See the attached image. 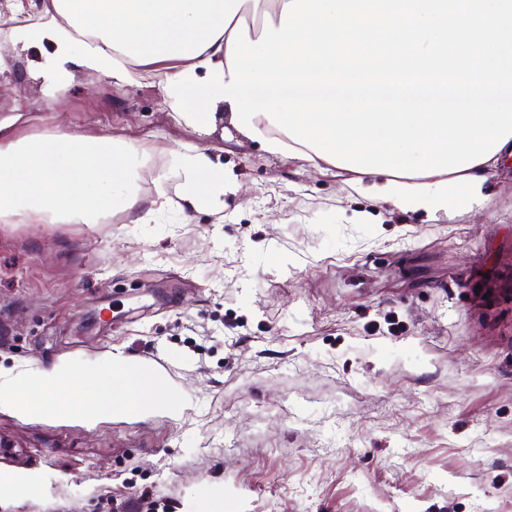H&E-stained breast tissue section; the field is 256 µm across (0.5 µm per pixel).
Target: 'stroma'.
<instances>
[{"instance_id":"obj_1","label":"stroma","mask_w":512,"mask_h":512,"mask_svg":"<svg viewBox=\"0 0 512 512\" xmlns=\"http://www.w3.org/2000/svg\"><path fill=\"white\" fill-rule=\"evenodd\" d=\"M0 0V131L138 144V207L106 224L0 221V366L113 351L156 364L180 415L93 427L0 413V512H512V157L485 209L430 218L352 171L203 132L155 77H42ZM232 170L185 207L177 159ZM164 208L152 209L158 197Z\"/></svg>"}]
</instances>
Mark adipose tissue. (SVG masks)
Instances as JSON below:
<instances>
[{
    "instance_id": "obj_1",
    "label": "adipose tissue",
    "mask_w": 512,
    "mask_h": 512,
    "mask_svg": "<svg viewBox=\"0 0 512 512\" xmlns=\"http://www.w3.org/2000/svg\"><path fill=\"white\" fill-rule=\"evenodd\" d=\"M285 0H53L27 31L29 43L52 49L45 67L49 83H62L86 68L115 85L135 81L141 68L166 80L187 68L205 77V61L225 62L227 40L248 8L264 7L280 27ZM141 151L131 142L70 135L0 137V217L25 213L31 222L51 214L69 224H90L112 208H135L136 167ZM512 156V140L494 157L471 168L431 177L361 174L354 190L402 212L429 216L448 208L473 210L486 204L489 171ZM183 199L190 207L223 208L231 180L203 151L181 163ZM91 383L77 396V381ZM176 387L154 366L115 352L94 366L60 361L49 368L15 373L0 368V411L24 416L32 399L59 421L92 427L106 419L179 413Z\"/></svg>"
}]
</instances>
